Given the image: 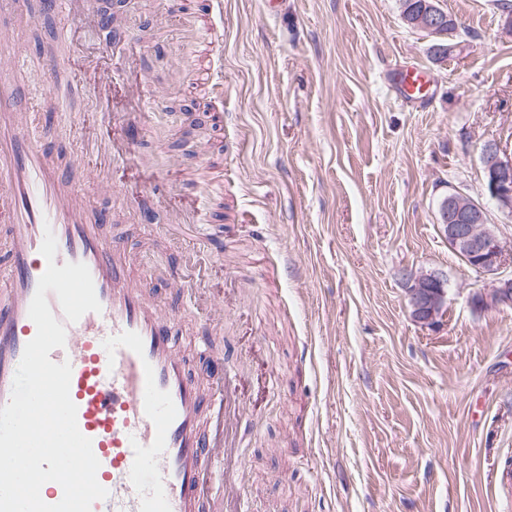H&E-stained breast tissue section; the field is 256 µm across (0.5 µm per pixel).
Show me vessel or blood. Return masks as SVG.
<instances>
[{"instance_id": "obj_1", "label": "vessel or blood", "mask_w": 512, "mask_h": 512, "mask_svg": "<svg viewBox=\"0 0 512 512\" xmlns=\"http://www.w3.org/2000/svg\"><path fill=\"white\" fill-rule=\"evenodd\" d=\"M208 5V20L186 36L219 57L224 0ZM0 17L12 23L0 30V223L6 226L0 234V407L10 400L24 348L37 332L28 310L47 268L40 247L49 229L57 241L56 266L86 264L101 304L100 312L66 324L64 347L49 354L71 365L78 428L92 441L97 480L109 492L91 512H202L207 505L225 512L241 474L234 458L238 397L222 357L213 356L215 373L203 384L177 346L196 288L182 269H168L175 297L161 303L150 281L133 277V254L103 234L104 215L89 209L54 160L59 145L48 131L75 130L76 113L60 111L36 123L17 104L20 83L45 95L61 66L52 59L34 67L25 51L24 35L37 23L30 0H0ZM397 79L407 98L427 99L422 70H399ZM223 192V181L207 184L185 218L208 249L216 244L209 203ZM223 316V306L213 307L198 326L201 353L209 352Z\"/></svg>"}]
</instances>
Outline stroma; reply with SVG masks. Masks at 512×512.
I'll return each instance as SVG.
<instances>
[{"instance_id":"35a3bbf8","label":"stroma","mask_w":512,"mask_h":512,"mask_svg":"<svg viewBox=\"0 0 512 512\" xmlns=\"http://www.w3.org/2000/svg\"><path fill=\"white\" fill-rule=\"evenodd\" d=\"M436 2L457 23L441 60L402 0H224L220 98L192 79L212 51L184 43L207 0H89L28 35L38 62L68 34L53 94L24 104L37 120L81 113L77 136L96 151L55 162L106 212L104 235L147 254L137 274L160 300L173 296L166 268L198 280L203 301L178 345L202 381L211 363L190 328L208 302L224 305L213 350L242 407L238 512H512V306L473 309L488 279L438 224L456 190L512 244L480 159L488 141L512 154V0ZM101 50L122 63L107 93L89 66ZM408 64L434 77L432 102L394 84ZM128 139L142 166L115 156ZM204 164L224 178L220 259L191 232L144 230L192 208ZM421 267L448 277L429 328L411 321L402 281Z\"/></svg>"}]
</instances>
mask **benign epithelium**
Segmentation results:
<instances>
[{"mask_svg": "<svg viewBox=\"0 0 512 512\" xmlns=\"http://www.w3.org/2000/svg\"><path fill=\"white\" fill-rule=\"evenodd\" d=\"M446 21L447 13L430 5L416 24L435 34ZM481 156L490 196L500 213L512 217V157L494 141L482 146ZM439 224L454 252L476 271L492 276L488 287L472 295V304L483 310L512 305V249L495 233L485 207L452 190L440 202ZM404 280L412 321L424 327L433 325L443 313L448 280L438 271L425 269L407 272Z\"/></svg>", "mask_w": 512, "mask_h": 512, "instance_id": "benign-epithelium-1", "label": "benign epithelium"}]
</instances>
